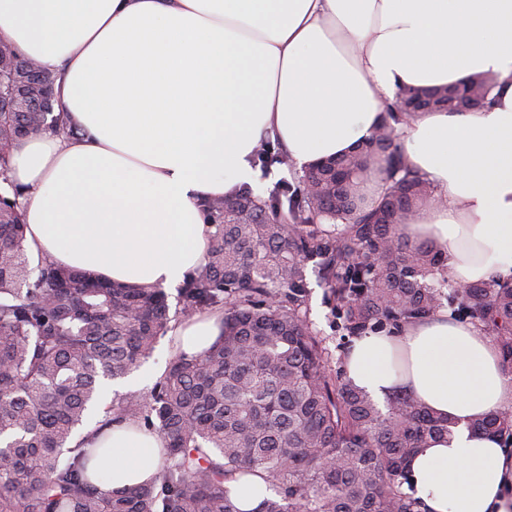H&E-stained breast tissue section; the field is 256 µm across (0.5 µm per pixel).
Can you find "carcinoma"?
<instances>
[{
  "instance_id": "obj_1",
  "label": "carcinoma",
  "mask_w": 512,
  "mask_h": 512,
  "mask_svg": "<svg viewBox=\"0 0 512 512\" xmlns=\"http://www.w3.org/2000/svg\"><path fill=\"white\" fill-rule=\"evenodd\" d=\"M56 74L0 51V98L24 112L0 115V141L74 131L53 113ZM492 74L470 78L492 102ZM414 90L387 108L358 150L304 173L296 188L268 195L247 185L207 199L204 262L184 279L182 313L224 309L217 341L178 354L143 394L129 391L102 410L98 429L134 423L165 439L157 480L107 495L86 476L98 449L72 448L100 378L136 369L169 330L160 288L114 285L41 259L29 268L21 191L0 152V512H244L228 482L265 475L274 496L262 512H421L402 491L411 460L453 434L455 423L398 394L381 410L328 369V352L307 319L308 262L347 337L398 329L444 307L470 319L512 366V279L454 288L443 253L411 242L402 227L435 188L395 145ZM383 160L386 199L367 208L361 180ZM266 167L288 156L265 144ZM512 446V409L471 423Z\"/></svg>"
}]
</instances>
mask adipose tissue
Masks as SVG:
<instances>
[{
  "instance_id": "1",
  "label": "adipose tissue",
  "mask_w": 512,
  "mask_h": 512,
  "mask_svg": "<svg viewBox=\"0 0 512 512\" xmlns=\"http://www.w3.org/2000/svg\"><path fill=\"white\" fill-rule=\"evenodd\" d=\"M0 41L55 71L73 138L14 147L32 251L126 286L173 287L205 256L201 203L253 181L271 141L308 170L350 152L399 89L495 75L490 107L420 112L396 131L441 203L402 228L439 248L466 286L512 276V0H0ZM223 314L175 324L196 355ZM343 370L374 401L404 392L457 427L411 463L422 512H512V450L469 422L512 407V369L489 336L447 311L355 338ZM88 467L115 494L159 470L158 434L92 438Z\"/></svg>"
}]
</instances>
